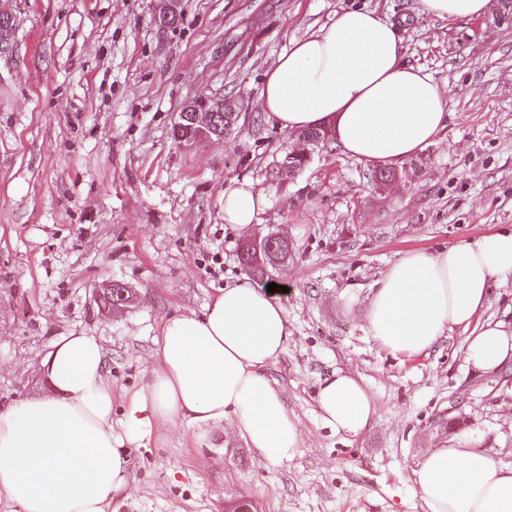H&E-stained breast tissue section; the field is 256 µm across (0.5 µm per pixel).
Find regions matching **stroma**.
<instances>
[{
	"instance_id": "35a3bbf8",
	"label": "stroma",
	"mask_w": 512,
	"mask_h": 512,
	"mask_svg": "<svg viewBox=\"0 0 512 512\" xmlns=\"http://www.w3.org/2000/svg\"><path fill=\"white\" fill-rule=\"evenodd\" d=\"M0 53V405L48 393L43 362L63 336H94L107 354L112 427L156 360L165 322L202 312L243 268L245 238L224 221V189L247 179L270 205L251 237L285 236L268 282L292 341L268 370L303 448L259 462L232 429L200 443L194 425H159L129 448L131 479L109 512H424L412 471L424 452L469 429L512 467V365L467 368L465 335L429 354L384 350L368 332L371 288L407 251H434L512 226V26L423 15L420 0H183L177 26L155 0H10ZM347 8L395 23L406 63L448 100V125L379 187L376 164L335 141L282 178L292 134L267 121L259 92L293 41ZM205 93L235 101L231 133L177 146L173 117ZM117 280L134 302L100 311ZM343 369L378 417L354 437L325 427L315 391Z\"/></svg>"
}]
</instances>
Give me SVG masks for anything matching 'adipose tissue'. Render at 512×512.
Wrapping results in <instances>:
<instances>
[{
	"label": "adipose tissue",
	"mask_w": 512,
	"mask_h": 512,
	"mask_svg": "<svg viewBox=\"0 0 512 512\" xmlns=\"http://www.w3.org/2000/svg\"><path fill=\"white\" fill-rule=\"evenodd\" d=\"M259 99L280 129L332 124L341 150L367 162L402 163L448 124L438 82L404 63L393 24L367 9L343 10L321 32L293 42L267 72ZM267 204L252 183L232 181L224 221L252 233ZM509 272L512 229L408 251L375 285L369 333L386 350L415 356L461 329L467 364L498 371L512 364V328L480 316L493 280ZM280 297L245 275L202 313L170 318L119 437L102 345L83 333L63 337L44 362L53 394L0 408V491L9 512H109L113 492L129 482L126 446L159 424L187 421L205 436L227 424L260 461L292 460L303 446L301 429L267 374L292 340ZM315 401L323 425L338 434L358 435L378 416L368 390L341 370L319 380ZM413 483L427 512H512V468L479 448L473 432L428 449Z\"/></svg>",
	"instance_id": "adipose-tissue-1"
}]
</instances>
